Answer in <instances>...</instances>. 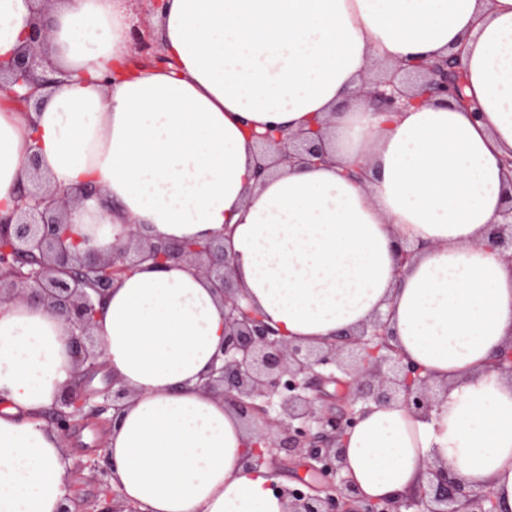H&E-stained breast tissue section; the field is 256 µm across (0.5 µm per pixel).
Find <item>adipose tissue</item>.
I'll list each match as a JSON object with an SVG mask.
<instances>
[{"label":"adipose tissue","instance_id":"1","mask_svg":"<svg viewBox=\"0 0 512 512\" xmlns=\"http://www.w3.org/2000/svg\"><path fill=\"white\" fill-rule=\"evenodd\" d=\"M34 0H0V64L26 44ZM57 83L21 112L0 90V214L38 153L53 186L103 187L72 231L109 249L123 224L172 240L223 237L250 303L292 342L321 345L387 314L407 360L448 384L429 417L370 403L342 444L367 499L416 489L426 463L493 489L512 512V264L484 243L512 173V0H165L174 69L96 82L129 54L124 0H53ZM461 51L469 108L374 113L354 96L377 62ZM331 116L330 160L253 176L248 128L294 132ZM365 166L361 181L345 170ZM416 253L397 269V242ZM95 333L133 397L104 452L121 501L140 512H288L266 469L241 464L252 437L199 386L224 340L208 283L174 264L114 284ZM63 320L0 306V512H60L65 442L42 419L71 381Z\"/></svg>","mask_w":512,"mask_h":512}]
</instances>
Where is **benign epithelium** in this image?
<instances>
[{"mask_svg": "<svg viewBox=\"0 0 512 512\" xmlns=\"http://www.w3.org/2000/svg\"><path fill=\"white\" fill-rule=\"evenodd\" d=\"M36 2L27 44L7 67L0 66V75L9 73L12 102L24 112L39 91L55 83L46 76L52 69L45 52L50 0ZM130 39L138 55L129 57V67L166 68L173 63L162 45L151 43L140 29H132ZM463 84L455 53L370 76L359 94L386 114L448 95L464 106ZM254 138L261 156L275 153L272 162H257L260 177L277 164L319 165L328 160L319 121L295 133L268 128ZM28 165L33 176L18 186L13 213L0 216V305L15 300L46 304L70 326L75 380L42 413L62 435L90 423L112 426L129 397L110 377L103 388L91 387L104 366L102 341L93 329L112 285L144 265L164 269L180 263L205 277L224 302V347L212 359L202 388L224 398L253 432L255 443L242 465L247 470L265 467L274 477L288 466L279 458V450L288 448L298 451L300 466L315 476L311 482L298 479L299 488L270 483L288 499V512H498L492 490H465L443 464L427 465L426 482L415 493L382 502L360 497L344 475L341 440L357 421L358 401H399L425 416L442 391L392 343L389 316L378 312L325 347L293 344L279 336L236 287L224 239L171 240L150 234L145 224H124L109 252L82 249L83 240L70 231L72 211L80 197H102L104 192L89 186L74 195L61 193L43 181L38 153L29 156ZM501 215L503 221L492 225L488 243L512 263V194L506 196ZM329 384L335 385L332 393L326 391ZM92 468L98 494L82 512H139L132 504L116 502L113 464L106 456H98Z\"/></svg>", "mask_w": 512, "mask_h": 512, "instance_id": "obj_1", "label": "benign epithelium"}]
</instances>
